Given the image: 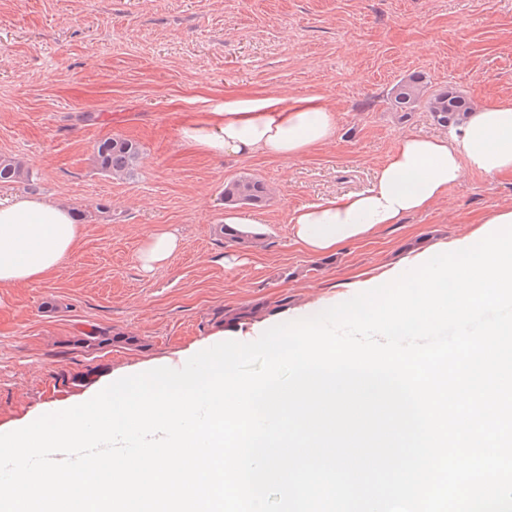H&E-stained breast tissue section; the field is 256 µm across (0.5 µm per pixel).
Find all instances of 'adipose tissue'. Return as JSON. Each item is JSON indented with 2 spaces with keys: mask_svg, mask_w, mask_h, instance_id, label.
Here are the masks:
<instances>
[{
  "mask_svg": "<svg viewBox=\"0 0 512 512\" xmlns=\"http://www.w3.org/2000/svg\"><path fill=\"white\" fill-rule=\"evenodd\" d=\"M335 134V114L317 96L290 104L231 96L179 128L183 143L214 158L264 154L291 160ZM467 167L489 176L512 173V100L476 108L449 137L404 136L368 188L296 209L292 236L312 255L336 254L427 210ZM77 239V218L68 208L40 196L0 200V287L54 271Z\"/></svg>",
  "mask_w": 512,
  "mask_h": 512,
  "instance_id": "adipose-tissue-1",
  "label": "adipose tissue"
}]
</instances>
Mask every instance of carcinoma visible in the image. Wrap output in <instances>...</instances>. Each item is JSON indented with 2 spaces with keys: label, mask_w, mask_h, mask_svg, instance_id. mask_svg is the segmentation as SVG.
<instances>
[{
  "label": "carcinoma",
  "mask_w": 512,
  "mask_h": 512,
  "mask_svg": "<svg viewBox=\"0 0 512 512\" xmlns=\"http://www.w3.org/2000/svg\"><path fill=\"white\" fill-rule=\"evenodd\" d=\"M389 104L399 119L423 107L430 112L434 121L444 127H457L465 114L470 112L469 101L447 87L433 89L422 77L410 75L401 78L391 89ZM140 145L123 137H108L96 149L94 158L98 169L114 177L134 175L140 159ZM0 181H29V172L24 163L16 157L0 155ZM269 190L265 183L252 175H240L224 183V205L258 206L267 200ZM224 234V243L243 248L256 247L262 243V235L252 231L224 224L219 228ZM264 312L262 306L229 309L224 313V323L232 324L255 320Z\"/></svg>",
  "instance_id": "obj_1"
}]
</instances>
